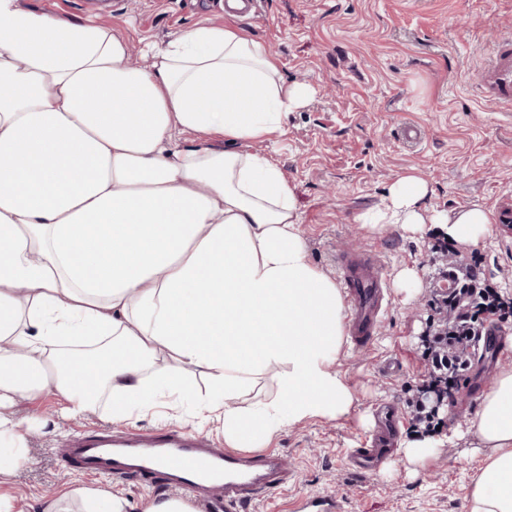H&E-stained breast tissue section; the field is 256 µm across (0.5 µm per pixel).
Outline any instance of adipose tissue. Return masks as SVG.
<instances>
[{"label":"adipose tissue","mask_w":512,"mask_h":512,"mask_svg":"<svg viewBox=\"0 0 512 512\" xmlns=\"http://www.w3.org/2000/svg\"><path fill=\"white\" fill-rule=\"evenodd\" d=\"M90 17L55 20L0 0V476L21 462L19 400L55 390L68 416L109 397L112 417L174 398L224 441L249 448L310 416L349 413L326 369L343 334L339 289L308 258L295 192L265 155L237 143L282 136L312 87L288 83L263 42L200 24L147 44ZM192 134L190 146L179 138ZM428 181L397 176L372 228L439 225L490 234L491 211L446 212ZM278 335L255 355L229 339ZM287 365L285 403L226 400L255 368ZM206 375L195 395L187 375ZM472 429L489 448L465 488L468 512H512V372L480 396Z\"/></svg>","instance_id":"1"}]
</instances>
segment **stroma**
Instances as JSON below:
<instances>
[{
    "instance_id": "obj_1",
    "label": "stroma",
    "mask_w": 512,
    "mask_h": 512,
    "mask_svg": "<svg viewBox=\"0 0 512 512\" xmlns=\"http://www.w3.org/2000/svg\"><path fill=\"white\" fill-rule=\"evenodd\" d=\"M23 2L52 19L78 23L97 16L136 49L202 22L231 24L276 54L285 80L314 90L307 106L289 113L284 136L244 148L279 165L295 192L308 257L330 279L340 278V253L379 256L387 308L369 347L342 339L328 364L354 396L350 412L307 418L264 440L296 471L297 481L254 502L249 512H289L301 494L335 496L344 512H466L464 487L486 454L468 427L477 397L500 373L512 371V347L472 361L453 403L440 412L444 426L432 453L411 459L400 448L376 472L348 470L347 451L369 435L379 404L397 408L401 441L416 438L407 402L424 373L420 338L436 318L429 301L443 285L434 252L444 240L439 229L372 230L355 218L381 205L397 176L415 169L430 184L432 205L491 210L492 233L478 244L444 241L455 249L457 266L476 267L512 298V233L503 228L504 214L512 211V110L480 96L485 57L475 51L512 34V0H255L250 15L233 17L226 0ZM411 126L422 134L415 145L403 136ZM287 372L283 363L260 369L232 394L229 406L249 410L278 401ZM14 412L29 443L13 475L0 482V494L12 498L17 512H35L36 497L46 492L61 495L63 512H78V501L66 493L87 483L125 498L129 512L172 497L169 489L63 468L60 449L104 430L120 436L197 429L212 447L224 445L220 424L198 427L181 407L115 423L103 401L74 419L65 415L62 399L46 393Z\"/></svg>"
}]
</instances>
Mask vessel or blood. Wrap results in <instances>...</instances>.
Returning <instances> with one entry per match:
<instances>
[{"label":"vessel or blood","instance_id":"obj_1","mask_svg":"<svg viewBox=\"0 0 512 512\" xmlns=\"http://www.w3.org/2000/svg\"><path fill=\"white\" fill-rule=\"evenodd\" d=\"M482 96L512 107V35L500 36L481 72ZM347 295L350 339L364 346L372 340L384 306V282L377 255L343 256L338 260ZM395 434L388 418H380L368 444L347 457L350 470L364 474L394 450ZM65 468L92 475L109 473L156 487L171 488L198 498L203 512H247L256 500L287 488L295 475L280 456L213 448L185 431L97 435L81 447L60 452ZM302 512H342L332 496H304Z\"/></svg>","mask_w":512,"mask_h":512}]
</instances>
